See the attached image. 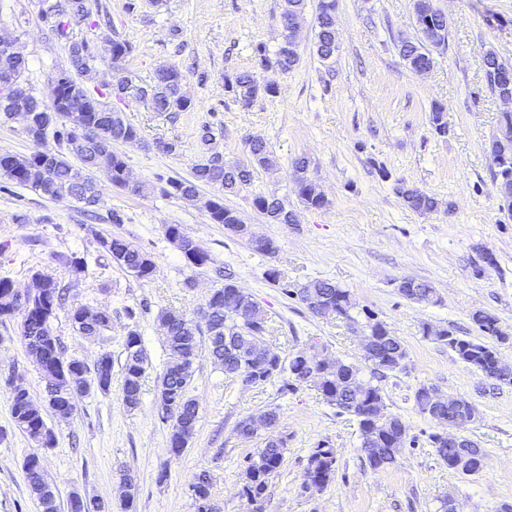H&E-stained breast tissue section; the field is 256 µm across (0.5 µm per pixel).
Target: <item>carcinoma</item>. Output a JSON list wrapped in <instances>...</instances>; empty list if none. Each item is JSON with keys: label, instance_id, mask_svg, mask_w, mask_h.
Wrapping results in <instances>:
<instances>
[{"label": "carcinoma", "instance_id": "carcinoma-1", "mask_svg": "<svg viewBox=\"0 0 512 512\" xmlns=\"http://www.w3.org/2000/svg\"><path fill=\"white\" fill-rule=\"evenodd\" d=\"M336 2L318 0L315 10L316 55L323 61L332 59L336 54ZM307 8L308 0H281L282 39L272 53L263 43L254 47L260 67H275L288 73L299 65L301 56L293 42L292 28L304 20ZM38 16L57 40L67 46L69 68L57 73L62 80L60 99L49 104L32 94L25 99V106L31 111L37 127V138L33 139L35 150L27 156L0 152V178L31 188L51 200H73L85 211L92 212L103 197V184L97 177L100 166L106 165L104 176L111 186L127 188L125 155L114 151L113 145L137 144L140 134L103 99V95L92 93L80 81L102 60L97 46L77 34V30L90 19L87 0H41ZM415 17L420 36L415 40L402 38L397 44L400 57L412 71L433 63L432 48L447 40L449 34L448 18L438 14L434 0H415ZM108 45L110 62L117 70L131 55L133 47L116 36L108 41ZM0 61L8 65L16 78L25 81L28 61L24 56L18 53L7 55L1 48ZM483 66L487 87L492 91L500 85L503 76L512 74V64L501 61L492 50L483 54ZM183 81L184 76L179 70L161 66L156 70L154 81L140 88V98L148 101L155 112L187 111L192 102L184 95ZM224 86L246 107L260 96L277 93L274 85L260 83L253 72L227 77ZM430 124L437 135H448L443 108L438 103L432 104ZM201 144V156L191 167L190 176L166 179L162 193L189 201L196 197L201 187L209 186L217 191L215 200L204 203L211 221L233 227L240 220L233 209L222 204L224 194L248 187L256 170L273 169L277 159L265 141L252 139L247 142L246 159L224 161L223 155L216 151V134L210 125L202 128ZM489 145L495 152L512 157V112L500 113ZM291 178L294 192L305 208L322 209L327 206V198L310 175L307 157L293 160ZM398 193L408 208L420 214L436 212L442 206L436 197L416 187L402 184ZM252 204L271 224L298 223L295 211L288 208L285 199L258 193L253 196ZM166 235L188 265L203 267L213 263L211 255L200 246L195 248L196 256L188 255L187 246L196 240L186 234L181 225H168ZM98 245L102 257L139 280L150 281L157 273L151 255L124 238L102 237ZM15 293L13 282L7 277L0 278L1 325L14 316L10 304ZM68 293L69 287L61 280L43 272L32 274L29 285L31 304L23 311L20 326L25 347L39 363L46 379L47 406L35 404L25 389L12 390L9 395L10 411L16 429L41 448H51L55 444V437L45 420L46 411L51 410L67 418L75 414L80 400L96 392L107 394L112 387L110 354L100 355L90 366L69 355L61 338L54 335L51 323L63 307ZM282 293L287 297L296 296L301 301L306 294L317 297L328 304L332 316L368 329L376 338L372 351L363 354L371 367V378L364 379L360 366L345 362L342 363L343 371L338 373L336 367L331 366L319 377L312 373L297 352L288 359L279 355L268 361L252 358L250 347L258 337L267 333V318L251 295L236 285L232 273L226 272L224 285L214 289L202 307L203 325L173 309H164L157 316L164 330L169 358L156 383L159 416L169 427V452L174 456L180 455L193 435L194 428L185 427L184 422L195 423L198 419V404L190 395L189 384L195 360L204 349L222 367L224 375L241 379L247 387H263L277 381L280 391L286 393L303 383H313L323 400L336 407L338 414L357 420L360 448L369 467L382 470L392 466L398 453L388 448L384 441L401 428L404 421L387 411L383 390L376 381L394 372L392 364L406 357L400 338L372 310L358 308L347 289L331 281H309L296 291L284 284ZM402 296L414 302L433 304L438 301L435 289L426 281L416 282L414 290L404 292ZM242 302L246 304L248 314L239 317L233 309ZM88 312L89 309L79 306L68 314L70 325L78 336L96 339L112 329L111 311L101 309L92 316ZM472 322L483 336L497 340L504 338L495 316L477 311L472 314ZM423 336L448 345L455 360L472 371L501 385H512V372L502 374L496 369V348L491 343L456 336L445 328L429 324L423 327ZM124 350L121 399L128 409L133 410L141 403L146 372V358L136 330L128 332ZM65 368L74 375H85L88 387L74 391L70 385L59 381L57 375ZM430 442L448 468H455L461 461L462 449L448 442L447 433L431 434ZM286 445L284 438L267 441L254 455L246 458L240 496L253 507L263 506L268 498L270 480L283 462ZM23 471L41 512H58L57 498L45 477L39 455H28ZM335 475L336 449L326 441L317 443L308 457L306 468V476L312 478L313 485L306 486V489L321 491L334 480ZM190 488L195 512H213L208 472L202 470L194 474Z\"/></svg>", "mask_w": 512, "mask_h": 512}]
</instances>
